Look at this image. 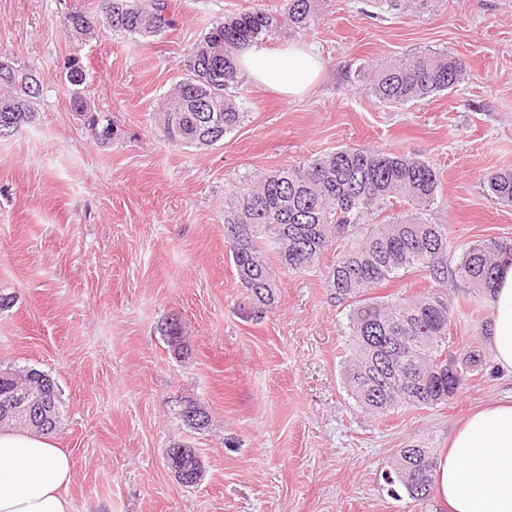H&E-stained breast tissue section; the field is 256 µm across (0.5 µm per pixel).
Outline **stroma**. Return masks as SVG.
<instances>
[{"mask_svg": "<svg viewBox=\"0 0 512 512\" xmlns=\"http://www.w3.org/2000/svg\"><path fill=\"white\" fill-rule=\"evenodd\" d=\"M98 0H0V53L37 67L36 122L0 140V371L34 368L62 392L56 436L74 460L73 512H415L385 475L401 448H445L470 410L512 394L492 362V309L449 281L455 351L482 368L452 400L377 417L347 394V302L323 269L271 268L272 310L247 317L224 242V196L269 171L340 147L388 149L428 162L449 225V264L470 245L512 240V205L483 179L512 171V0H317L310 29L265 37L271 51L315 44L321 74L286 99L243 80L244 122L211 147L168 142L157 120L191 45L217 18L285 0H176L175 23L154 40L98 27L87 41L62 26ZM449 50L466 65L454 89L402 108L371 96L350 72L418 51ZM87 72L82 95L108 117L111 143L73 112L67 58ZM178 319L185 347L163 335ZM210 415L185 426L187 402ZM204 465L193 486L166 465L174 444Z\"/></svg>", "mask_w": 512, "mask_h": 512, "instance_id": "35a3bbf8", "label": "stroma"}]
</instances>
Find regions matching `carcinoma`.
Instances as JSON below:
<instances>
[{
	"instance_id": "cac0c4a2",
	"label": "carcinoma",
	"mask_w": 512,
	"mask_h": 512,
	"mask_svg": "<svg viewBox=\"0 0 512 512\" xmlns=\"http://www.w3.org/2000/svg\"><path fill=\"white\" fill-rule=\"evenodd\" d=\"M314 0H285L282 10L249 7L219 18L192 46L185 74L163 97L160 122L167 140L189 147L213 146L243 123L239 100L237 52L286 26L304 30L314 23ZM99 14L73 11L63 26L83 42L104 23L134 38L162 35L173 25L168 0H99ZM0 138L11 137L36 120L35 100L42 85L35 69L0 54ZM72 110L91 111L81 87L87 73L74 56L64 63ZM465 65L452 53L417 52L358 70L356 77L381 103L398 107L454 89ZM101 144L112 140L111 123L90 117ZM490 193L512 205V171L486 173ZM439 178L430 164L383 149L341 147L299 165H288L238 187L224 198V242L236 275L250 292L247 315L260 318L277 298V281L267 260L294 273L317 266L336 241H345L324 272L325 286L339 300H351L348 323L350 356L342 370L344 385L365 412L386 414L401 406L430 407L453 399L481 363L478 350L454 358L448 353L453 308L444 292L448 273L493 303L500 268L512 263V243L487 240L466 249L448 270L450 229L424 218L437 208ZM405 214L393 212L395 204ZM421 268L433 282L412 299L371 297L369 291ZM162 331L176 350L184 348L177 321ZM33 389L52 421L38 425L27 418L0 415V424L20 425L52 434L60 422L61 391L49 375L31 368L0 371V400ZM180 418L193 429L208 425L207 411L186 404ZM167 466L185 486L200 481L202 462L194 449L178 444L166 451ZM434 449L402 448L394 471L408 497L426 507L433 491Z\"/></svg>"
}]
</instances>
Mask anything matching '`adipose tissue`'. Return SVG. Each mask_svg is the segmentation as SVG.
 Masks as SVG:
<instances>
[{
  "label": "adipose tissue",
  "instance_id": "adipose-tissue-1",
  "mask_svg": "<svg viewBox=\"0 0 512 512\" xmlns=\"http://www.w3.org/2000/svg\"><path fill=\"white\" fill-rule=\"evenodd\" d=\"M238 66L287 99L305 94L321 70L306 44L277 58L253 43L240 51ZM486 341L496 366L512 373V266L500 275ZM72 471L55 436L0 428V512H72L61 493ZM434 491L446 512H512V401L476 409L454 429L437 460Z\"/></svg>",
  "mask_w": 512,
  "mask_h": 512
}]
</instances>
